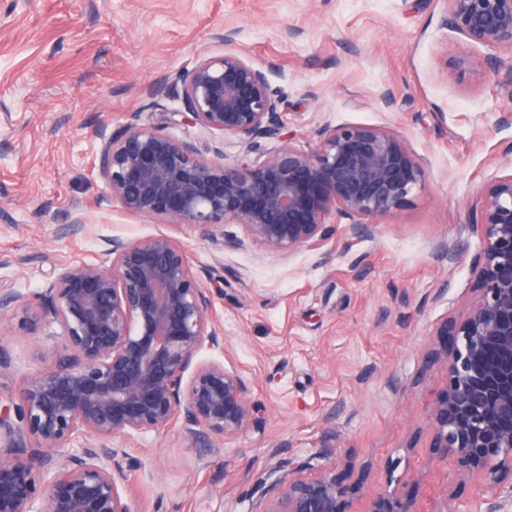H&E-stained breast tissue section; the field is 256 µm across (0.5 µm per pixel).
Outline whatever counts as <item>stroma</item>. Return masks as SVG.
Segmentation results:
<instances>
[{
	"label": "stroma",
	"mask_w": 512,
	"mask_h": 512,
	"mask_svg": "<svg viewBox=\"0 0 512 512\" xmlns=\"http://www.w3.org/2000/svg\"><path fill=\"white\" fill-rule=\"evenodd\" d=\"M447 14L445 0H0V288L33 302L59 264H107L108 238L170 235L224 331L223 351L199 357L239 372L255 409L226 439L176 427L114 437L135 461L119 483L133 512H251L253 476L275 449L307 461L306 477L332 472L351 512L394 490L414 493L417 512H485L478 483L429 454L447 374L424 357L436 325L467 308L479 250L468 226L512 171V52L488 73L487 48L453 35ZM227 26L282 100L283 139L307 150L327 126L390 128L427 159L424 190L364 232L338 224L283 255L126 213L98 172L99 130L154 125L158 104L180 110L172 78L223 53L212 34ZM167 132L205 157L223 144L228 164L242 154L219 132ZM81 215L84 232L59 235ZM443 241L458 259L438 252ZM44 342L0 322V391L41 368Z\"/></svg>",
	"instance_id": "stroma-1"
}]
</instances>
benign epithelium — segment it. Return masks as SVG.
<instances>
[{
    "instance_id": "benign-epithelium-1",
    "label": "benign epithelium",
    "mask_w": 512,
    "mask_h": 512,
    "mask_svg": "<svg viewBox=\"0 0 512 512\" xmlns=\"http://www.w3.org/2000/svg\"><path fill=\"white\" fill-rule=\"evenodd\" d=\"M448 28L470 43L512 52V0H448ZM224 53L179 73L174 89L185 125L220 131L244 146L234 165L202 157L190 140L128 123L102 129L99 174L130 214L194 224L203 237L239 224L252 242L279 255L321 240L327 225L354 230L392 217L424 188L426 159L386 127L342 125L315 147L283 143L257 165L259 140L280 137V99L268 77L217 33ZM480 241L472 261L473 300L460 323L443 320L425 364H443L447 382L430 417V452L475 476L489 512L512 477V172L485 191ZM107 266L63 263L31 306L0 289V321L31 335L57 325L43 368L0 403V512H132L118 488L127 452L116 436L181 425L186 435L232 437L254 415L243 378L218 361L198 362L207 346L224 349L207 289L169 235L109 243ZM305 463L278 461L254 480L252 512H349L330 472L302 476ZM364 512H416L395 492Z\"/></svg>"
}]
</instances>
